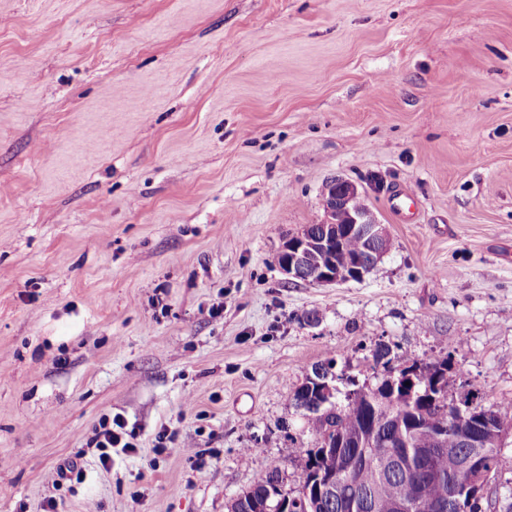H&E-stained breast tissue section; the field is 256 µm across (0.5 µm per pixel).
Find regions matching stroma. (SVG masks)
Here are the masks:
<instances>
[{
  "instance_id": "35a3bbf8",
  "label": "stroma",
  "mask_w": 512,
  "mask_h": 512,
  "mask_svg": "<svg viewBox=\"0 0 512 512\" xmlns=\"http://www.w3.org/2000/svg\"><path fill=\"white\" fill-rule=\"evenodd\" d=\"M337 176L391 247L288 283ZM379 343L512 399V0H0V512L293 485L289 395L330 359L376 386ZM107 412L138 447L105 467Z\"/></svg>"
}]
</instances>
